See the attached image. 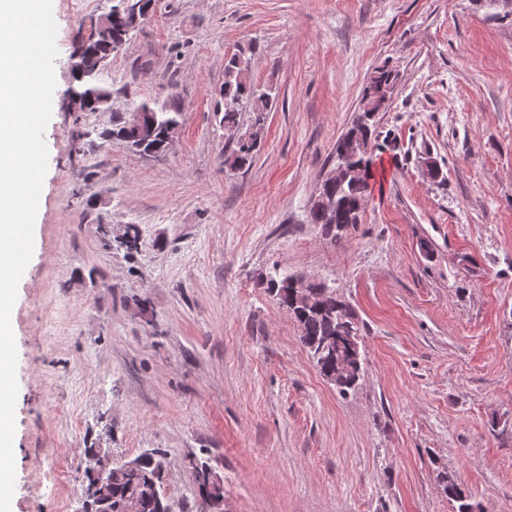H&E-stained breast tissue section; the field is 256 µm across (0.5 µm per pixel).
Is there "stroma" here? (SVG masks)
<instances>
[{"label": "stroma", "mask_w": 512, "mask_h": 512, "mask_svg": "<svg viewBox=\"0 0 512 512\" xmlns=\"http://www.w3.org/2000/svg\"><path fill=\"white\" fill-rule=\"evenodd\" d=\"M53 0L48 171L18 349L11 512H78L88 448L155 452L173 512H200L187 457L224 512H512V17L475 0H156L101 73L108 110L67 111L94 11ZM275 89L253 164L224 165V60ZM375 184L341 237L307 220L375 68ZM178 102L163 156L106 138L116 115ZM435 160L440 182L423 175ZM137 246L126 249L128 227ZM322 280L364 326L340 396L266 288ZM211 467L207 461L196 460V476L194 483L202 503L201 512H215L211 504V492L208 484V473ZM210 487L213 493V504L216 511H223L224 507V479L214 470L210 472Z\"/></svg>", "instance_id": "35a3bbf8"}]
</instances>
